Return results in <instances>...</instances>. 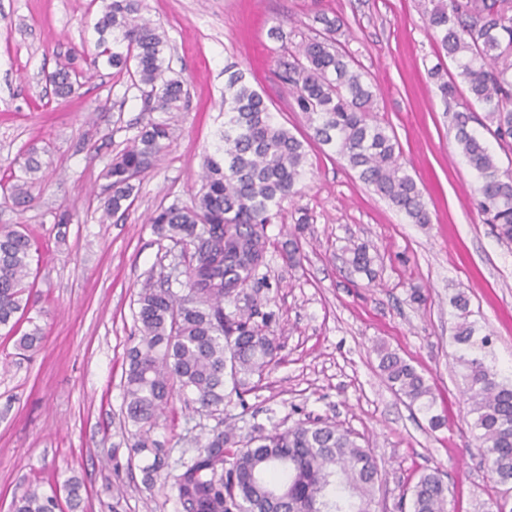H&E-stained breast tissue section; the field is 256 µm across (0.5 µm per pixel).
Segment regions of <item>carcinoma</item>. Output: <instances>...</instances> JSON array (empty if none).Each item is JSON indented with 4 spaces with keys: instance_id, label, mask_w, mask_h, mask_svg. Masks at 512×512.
<instances>
[{
    "instance_id": "obj_1",
    "label": "carcinoma",
    "mask_w": 512,
    "mask_h": 512,
    "mask_svg": "<svg viewBox=\"0 0 512 512\" xmlns=\"http://www.w3.org/2000/svg\"><path fill=\"white\" fill-rule=\"evenodd\" d=\"M142 0H103L95 23L93 53H72L48 75L63 99L105 64L129 76L144 96L146 110L171 112L186 97L184 82L164 67L167 41L160 26L141 15ZM438 52L457 73L446 78L441 64L430 70L443 102L456 100L457 82L468 97L455 111L459 153L476 172V210L512 243V172L501 170L483 136L468 130L473 106L485 113L481 127L496 142H512V0H418ZM315 38L290 51L283 47L275 75L288 87L291 108L304 115L314 137L333 146L359 179L402 212L412 224L431 223L416 180L400 160L395 134L373 116L374 86L339 49L343 18L317 15ZM224 129L203 163L202 185L189 206H160L149 217L154 231L181 246L188 258L184 293L169 280L147 282L135 299L121 407L122 434L129 454L145 461L150 486L169 467L170 451L154 438L174 402L186 409L221 414L252 391L277 363L272 311L265 310L267 225L273 207L297 193L305 175L304 144L277 123L262 94L235 66L225 68ZM167 124L149 122L107 166L104 212L121 217L131 207L135 182L153 170L169 146ZM22 183H1L18 204L32 201L28 188L42 169L35 151L22 154ZM37 251L26 233L0 225V328L15 332L16 314L29 306L31 264ZM353 271L374 277L373 257L364 245L349 249ZM458 311L454 357L467 370L462 402L476 415V447L494 485H512V382L499 380L488 361L491 338L477 337L468 298L450 300ZM38 324L18 336L15 349L36 350ZM378 368L407 405L429 416L432 387L396 351L376 348ZM180 512H371L382 472L371 450L352 431L322 419L284 428L251 426L248 439L214 427L187 460L174 467ZM411 512H448V485L438 469L422 472L411 489ZM58 489L30 485L14 498L12 512H58Z\"/></svg>"
}]
</instances>
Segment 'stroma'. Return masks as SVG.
Here are the masks:
<instances>
[{
	"instance_id": "35a3bbf8",
	"label": "stroma",
	"mask_w": 512,
	"mask_h": 512,
	"mask_svg": "<svg viewBox=\"0 0 512 512\" xmlns=\"http://www.w3.org/2000/svg\"><path fill=\"white\" fill-rule=\"evenodd\" d=\"M160 25L166 57L187 91L173 112H147L127 76L104 68L74 94L54 98L45 81L57 56L89 51L102 0H0V177L16 171L21 149H41L44 180L32 203L0 197V225L32 237L34 290L29 316L44 329L26 356L0 329V512L37 483L74 476L78 512H112L123 484L126 512H179L170 481L142 482L120 429L134 299L149 280L183 264L180 247L147 218L159 205H187L199 191L206 154L224 123V68L234 64L271 104L277 123L303 141L306 175L267 227L269 308L277 318V364L244 403L222 418L176 409L155 431L171 459L192 455L217 422L247 436L252 424L292 426L307 417L336 422L373 449L384 470L373 512H400L402 497L425 470L440 468L448 512H512V491L493 487L473 441V418L460 399L465 370L453 362L457 322L449 303L470 300L480 333L491 334L504 375L512 374V243L498 241L471 201L475 172L460 155L453 112L428 71L437 47L417 0H143ZM342 16L347 51L377 86L378 120L393 130L401 160L430 212L413 224L362 183L332 148L313 137L274 71L282 47L314 37L315 13ZM281 27L280 42L270 30ZM166 123L170 145L137 184L121 220H102L104 172L147 122ZM69 221L59 224L61 213ZM303 231H296L299 218ZM366 245L374 279L354 272L346 250ZM301 263L291 265L290 250ZM426 300L414 302L412 289ZM387 345L431 385V429L389 388L375 348Z\"/></svg>"
}]
</instances>
